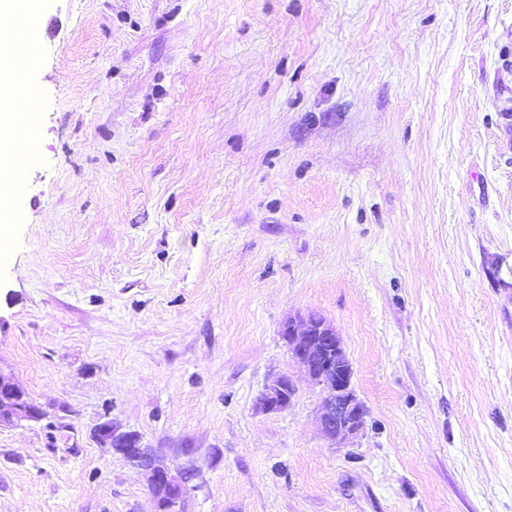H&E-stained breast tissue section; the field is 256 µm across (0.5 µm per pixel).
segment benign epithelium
I'll list each match as a JSON object with an SVG mask.
<instances>
[{"label": "benign epithelium", "mask_w": 512, "mask_h": 512, "mask_svg": "<svg viewBox=\"0 0 512 512\" xmlns=\"http://www.w3.org/2000/svg\"><path fill=\"white\" fill-rule=\"evenodd\" d=\"M282 336L299 369L325 392L319 411L322 433L339 443L356 437L364 429L367 409L352 387L353 368L336 328L325 318L311 314L298 320L288 319ZM295 394L293 379L288 375L277 376L260 394L257 409L264 413L283 411ZM40 414L41 410L28 402L15 383L0 374V424L36 420ZM96 435L147 472L150 487L159 498L158 512H182L193 473L172 476L157 459L145 455L137 435L120 433L110 423L100 425Z\"/></svg>", "instance_id": "1"}]
</instances>
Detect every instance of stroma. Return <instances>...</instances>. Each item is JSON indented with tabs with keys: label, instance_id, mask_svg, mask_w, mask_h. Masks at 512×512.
I'll use <instances>...</instances> for the list:
<instances>
[{
	"label": "stroma",
	"instance_id": "35a3bbf8",
	"mask_svg": "<svg viewBox=\"0 0 512 512\" xmlns=\"http://www.w3.org/2000/svg\"><path fill=\"white\" fill-rule=\"evenodd\" d=\"M0 512H512V0H35ZM369 415L328 440L288 317ZM292 376L287 410L255 404ZM41 410L28 402L15 383L0 374V424L22 420H36ZM97 437L135 463L148 474L151 489L159 498V512H182V503L190 490L193 473L185 471L172 476L156 458L146 456L140 438L132 433H120L111 423H104L96 431Z\"/></svg>",
	"mask_w": 512,
	"mask_h": 512
}]
</instances>
